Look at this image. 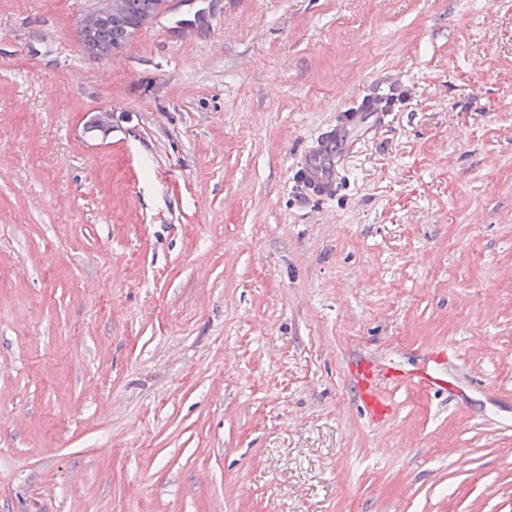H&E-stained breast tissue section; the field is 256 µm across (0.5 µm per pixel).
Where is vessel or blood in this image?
<instances>
[{
    "label": "vessel or blood",
    "instance_id": "vessel-or-blood-1",
    "mask_svg": "<svg viewBox=\"0 0 512 512\" xmlns=\"http://www.w3.org/2000/svg\"><path fill=\"white\" fill-rule=\"evenodd\" d=\"M378 100L364 99L355 110L340 112L336 122L325 128L309 150V157L295 169L300 186L309 194L326 198L336 190V154L347 145L353 129L366 112H379ZM404 383L429 393L447 391V378L435 369L403 370L393 363L367 358L360 362L351 375L352 392L368 415L375 420L384 418L389 404L383 388L388 384Z\"/></svg>",
    "mask_w": 512,
    "mask_h": 512
}]
</instances>
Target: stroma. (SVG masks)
I'll return each instance as SVG.
<instances>
[{
	"label": "stroma",
	"mask_w": 512,
	"mask_h": 512,
	"mask_svg": "<svg viewBox=\"0 0 512 512\" xmlns=\"http://www.w3.org/2000/svg\"><path fill=\"white\" fill-rule=\"evenodd\" d=\"M97 3L0 0V512H512V0ZM163 3L158 4L157 0H112L111 4V0H109L105 7L95 9L88 14L86 19H83L84 27L98 32L96 43L94 42L88 47L83 45L86 53L88 55L100 53L112 40V45L106 54L91 58L98 62L112 59V55L116 52L112 50V47L116 44L123 46L132 40L138 32L135 27H140L154 11L153 18H155L162 9ZM111 5L112 8H110ZM110 14L112 16L105 22V18ZM120 18L122 20L116 24L115 22ZM104 23L108 27H112V31L104 28ZM363 112H382L380 103L366 98L355 110L338 112L336 123L325 128L315 139L309 150V158L295 168L300 186L309 194L320 198L331 196L336 191V154L346 146L353 129L361 120ZM399 383L425 393L451 391L448 379L436 369L405 371L386 360L365 358L351 374L352 392L374 420H381L390 410L383 387Z\"/></svg>",
	"instance_id": "obj_1"
}]
</instances>
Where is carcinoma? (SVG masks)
Listing matches in <instances>:
<instances>
[{
	"instance_id": "1",
	"label": "carcinoma",
	"mask_w": 512,
	"mask_h": 512,
	"mask_svg": "<svg viewBox=\"0 0 512 512\" xmlns=\"http://www.w3.org/2000/svg\"><path fill=\"white\" fill-rule=\"evenodd\" d=\"M158 0H112V5L97 8L83 20V26L97 33V42L86 47L87 54L102 52L107 43L125 45L134 38L136 27L155 11ZM112 16V29L104 28L105 18Z\"/></svg>"
}]
</instances>
